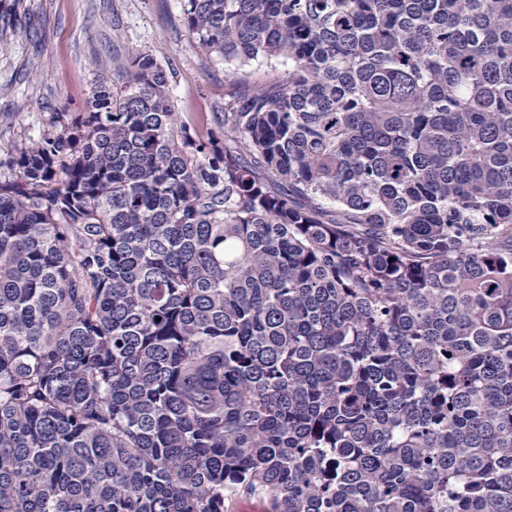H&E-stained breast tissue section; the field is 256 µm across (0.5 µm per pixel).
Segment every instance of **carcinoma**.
<instances>
[{
    "instance_id": "obj_1",
    "label": "carcinoma",
    "mask_w": 512,
    "mask_h": 512,
    "mask_svg": "<svg viewBox=\"0 0 512 512\" xmlns=\"http://www.w3.org/2000/svg\"><path fill=\"white\" fill-rule=\"evenodd\" d=\"M181 7L288 69L0 162V512H512V0Z\"/></svg>"
}]
</instances>
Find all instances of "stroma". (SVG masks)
<instances>
[{
	"label": "stroma",
	"mask_w": 512,
	"mask_h": 512,
	"mask_svg": "<svg viewBox=\"0 0 512 512\" xmlns=\"http://www.w3.org/2000/svg\"><path fill=\"white\" fill-rule=\"evenodd\" d=\"M141 52L173 68L189 124L223 106L226 67L191 43L181 0H0V158L49 113L82 111L92 83Z\"/></svg>",
	"instance_id": "stroma-1"
}]
</instances>
